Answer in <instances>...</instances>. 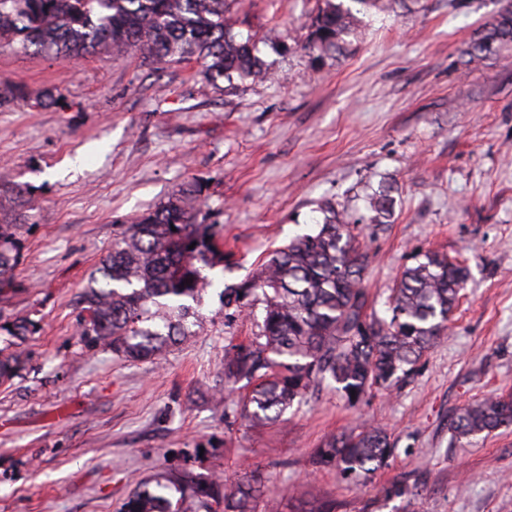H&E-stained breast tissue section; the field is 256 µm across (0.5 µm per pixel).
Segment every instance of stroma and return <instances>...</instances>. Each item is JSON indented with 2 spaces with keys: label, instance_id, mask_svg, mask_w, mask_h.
Wrapping results in <instances>:
<instances>
[{
  "label": "stroma",
  "instance_id": "35a3bbf8",
  "mask_svg": "<svg viewBox=\"0 0 512 512\" xmlns=\"http://www.w3.org/2000/svg\"><path fill=\"white\" fill-rule=\"evenodd\" d=\"M270 79L217 90L191 59L155 70L132 53L71 61L0 44V221L20 224L0 325L28 320L23 363L0 382V512H118L164 469L236 478L261 466L260 512H293L289 491L336 512H512V427L452 441L468 403L512 394V43L474 65L465 52L506 0H413L369 11L339 58L305 49L317 0H228ZM207 186L224 228L203 324L154 361L87 346L80 296L132 223L185 183ZM390 182L389 223L365 197ZM335 201L367 254L368 312L384 315L415 255L459 259L467 280L447 337L414 372L355 408L325 389L262 429L224 392V347L257 312L219 294ZM366 423L387 428L388 466L354 482L316 468L315 448ZM402 482L414 502L386 496Z\"/></svg>",
  "mask_w": 512,
  "mask_h": 512
}]
</instances>
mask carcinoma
<instances>
[{
	"label": "carcinoma",
	"instance_id": "1",
	"mask_svg": "<svg viewBox=\"0 0 512 512\" xmlns=\"http://www.w3.org/2000/svg\"><path fill=\"white\" fill-rule=\"evenodd\" d=\"M311 17L306 47L319 57L340 55L362 27L361 10L344 0H322ZM226 0H0V42H18L35 53L70 60L100 50H131L163 66L192 56L205 60L209 81L263 80L265 61L255 43L239 40ZM512 43V5L499 12L472 42L467 63H479ZM197 181L120 226L81 296L87 318L80 335L127 361L153 360L196 334L197 305L210 286L206 268L224 262L223 228L198 221ZM390 191L367 197L372 224L393 213ZM316 228L272 251L255 275L220 293L224 309L261 305L262 321L246 341L224 347V390L245 383L240 416L250 427L275 423L294 405L324 388L350 407L372 390H388L407 378L422 356L445 335L466 282V268L427 252L404 268L387 298L388 319L366 313V254L354 243L349 220L336 203L318 205ZM17 225L0 224V294L13 283L19 262ZM19 357L0 351V380L10 379ZM512 425V395L465 406L452 420L460 442ZM388 432L364 425L326 438L315 464L346 479L365 480L393 457ZM260 468L232 483L189 471H158L138 484L120 512H258ZM290 498L300 512H336L332 501Z\"/></svg>",
	"mask_w": 512,
	"mask_h": 512
}]
</instances>
